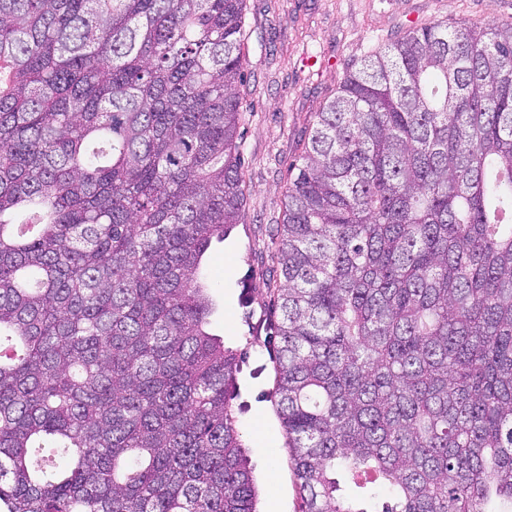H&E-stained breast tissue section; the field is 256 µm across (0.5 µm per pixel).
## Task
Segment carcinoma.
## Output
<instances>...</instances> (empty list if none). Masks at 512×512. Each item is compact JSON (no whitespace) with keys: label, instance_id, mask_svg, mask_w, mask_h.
I'll return each mask as SVG.
<instances>
[{"label":"carcinoma","instance_id":"1","mask_svg":"<svg viewBox=\"0 0 512 512\" xmlns=\"http://www.w3.org/2000/svg\"><path fill=\"white\" fill-rule=\"evenodd\" d=\"M246 0H0V512H257L207 330ZM271 237L300 512H512V26L346 74Z\"/></svg>","mask_w":512,"mask_h":512}]
</instances>
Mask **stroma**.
Instances as JSON below:
<instances>
[{"label":"stroma","mask_w":512,"mask_h":512,"mask_svg":"<svg viewBox=\"0 0 512 512\" xmlns=\"http://www.w3.org/2000/svg\"><path fill=\"white\" fill-rule=\"evenodd\" d=\"M437 21L512 25V0H247V80L240 222L212 243L202 274L213 286L212 333L241 358L236 426L247 447L258 512H299L287 438L274 409L277 313L269 235L282 217L290 164L348 69L388 39Z\"/></svg>","instance_id":"stroma-1"}]
</instances>
